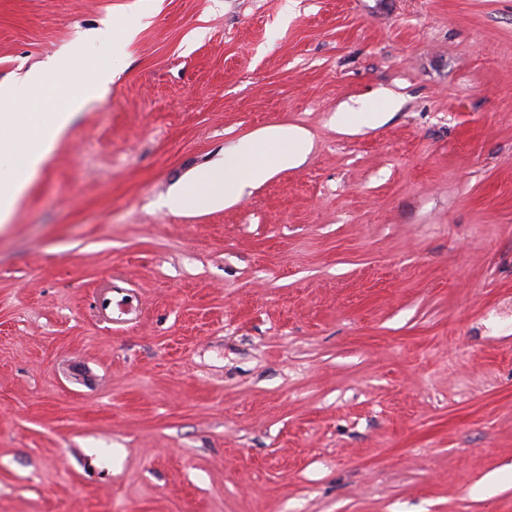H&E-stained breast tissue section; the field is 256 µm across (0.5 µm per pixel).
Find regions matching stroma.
<instances>
[{
  "mask_svg": "<svg viewBox=\"0 0 512 512\" xmlns=\"http://www.w3.org/2000/svg\"><path fill=\"white\" fill-rule=\"evenodd\" d=\"M67 52L115 78L0 224V512H512V0H0V83ZM304 133L295 128L274 127L255 138L241 141L214 167L199 170L177 191L165 199L171 212L208 208L238 198L251 182L263 179L268 166L258 160L260 149L273 158L279 168L298 164L307 152Z\"/></svg>",
  "mask_w": 512,
  "mask_h": 512,
  "instance_id": "35a3bbf8",
  "label": "stroma"
}]
</instances>
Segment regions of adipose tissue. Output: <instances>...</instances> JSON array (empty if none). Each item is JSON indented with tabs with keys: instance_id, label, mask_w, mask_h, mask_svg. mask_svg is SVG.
I'll return each mask as SVG.
<instances>
[{
	"instance_id": "1",
	"label": "adipose tissue",
	"mask_w": 512,
	"mask_h": 512,
	"mask_svg": "<svg viewBox=\"0 0 512 512\" xmlns=\"http://www.w3.org/2000/svg\"><path fill=\"white\" fill-rule=\"evenodd\" d=\"M60 69L76 75L81 64L76 59L63 58L32 69L21 80L0 83V223L10 217L30 177L43 164L76 112L86 104L85 97L60 91L55 81ZM37 88L54 100L52 111H23V104ZM307 147V139L298 129L265 130L241 141L218 165L199 170L169 195L165 204L176 213L212 207L239 197L249 183L268 173L269 166L259 162V154H268L273 165L284 169L298 164Z\"/></svg>"
}]
</instances>
